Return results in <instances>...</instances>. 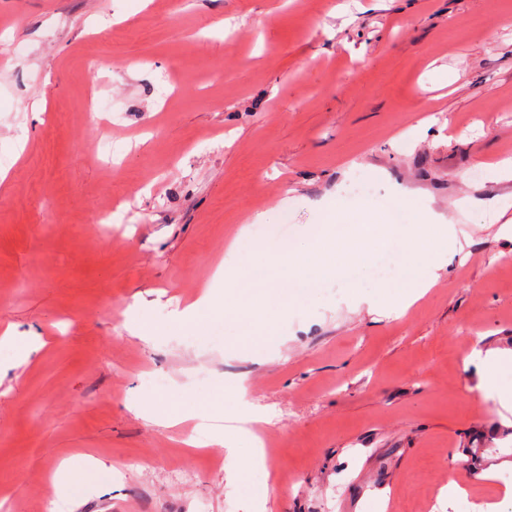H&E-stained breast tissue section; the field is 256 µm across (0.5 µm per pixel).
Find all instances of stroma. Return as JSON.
Here are the masks:
<instances>
[{
	"instance_id": "35a3bbf8",
	"label": "stroma",
	"mask_w": 512,
	"mask_h": 512,
	"mask_svg": "<svg viewBox=\"0 0 512 512\" xmlns=\"http://www.w3.org/2000/svg\"><path fill=\"white\" fill-rule=\"evenodd\" d=\"M100 88L103 129L87 109ZM41 110L33 121L32 110ZM111 138L118 155L98 146ZM512 0H0V512H472L512 485ZM463 242L405 314H380L403 254L340 265L275 321L261 353L170 325L168 301L224 285L225 247L256 214L301 244L343 195ZM145 342L125 328L137 296ZM377 312H369V304ZM268 408V468L227 477L210 446L243 423L224 381ZM168 397L224 412L177 427L137 416ZM195 445H187V438ZM115 469L78 497L60 464ZM495 478H484L490 466ZM184 481H175V474ZM468 495L441 496L448 481ZM268 482L267 501L250 484ZM9 346L17 349L15 359H18L19 363H23L29 359L33 352L43 346V342L39 336H31L26 339L14 336L11 326H8L0 336V348Z\"/></svg>"
}]
</instances>
